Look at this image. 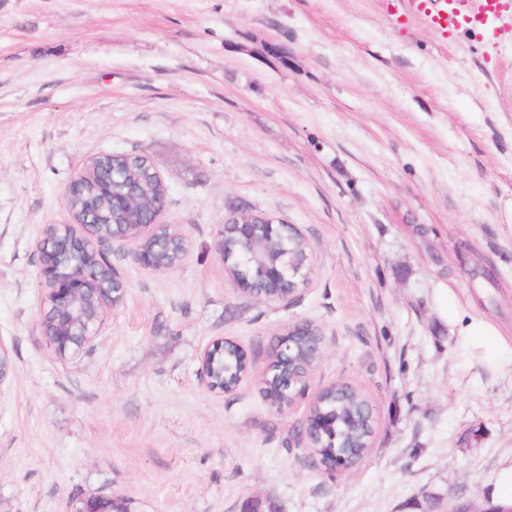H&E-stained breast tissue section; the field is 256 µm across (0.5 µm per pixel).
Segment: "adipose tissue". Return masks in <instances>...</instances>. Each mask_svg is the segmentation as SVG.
Returning <instances> with one entry per match:
<instances>
[{
  "mask_svg": "<svg viewBox=\"0 0 512 512\" xmlns=\"http://www.w3.org/2000/svg\"><path fill=\"white\" fill-rule=\"evenodd\" d=\"M440 304L447 322L462 341L483 350L488 359L495 361L497 367L512 364V342L505 338L493 321L461 307L453 292L447 288L440 291Z\"/></svg>",
  "mask_w": 512,
  "mask_h": 512,
  "instance_id": "obj_1",
  "label": "adipose tissue"
}]
</instances>
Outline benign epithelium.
<instances>
[{
    "instance_id": "benign-epithelium-1",
    "label": "benign epithelium",
    "mask_w": 512,
    "mask_h": 512,
    "mask_svg": "<svg viewBox=\"0 0 512 512\" xmlns=\"http://www.w3.org/2000/svg\"><path fill=\"white\" fill-rule=\"evenodd\" d=\"M96 159L94 155L85 161L82 170L70 182L67 194L80 192L83 181L95 178L98 174ZM136 196L135 190L125 187L114 198L116 207L121 210L122 224L130 227L128 232L102 234V224L95 218V208L90 202L82 218L74 217L67 224L45 225L42 236L35 242L42 264L44 305L54 315L49 324L41 320V335L46 345L61 358L75 356L91 346L105 312L123 301V288L117 277H112L110 284L101 281L97 270L90 266L89 258L104 263L107 260L104 247L114 239L129 242L132 259L154 269L158 268L157 257L163 250L177 248L178 264L188 255V237L182 229L160 221L166 207L167 191L157 194L147 209L136 202ZM255 224L266 225L268 233L276 236L284 233L299 236L301 232L293 225L263 213L241 214L225 222L224 230H233L240 242L248 246L245 259L257 270V278L261 281L288 279L305 284L313 267V246H308L307 265L301 272L281 257L265 256V241L255 237ZM227 343L226 338L216 339L199 356L201 378L210 391L220 394L231 393L240 386L237 382L220 387L213 380L216 361H224ZM304 348L313 350L317 362L324 359V336L310 321L290 325L274 351V359L288 365V374L280 377V382L290 405L304 396L313 375L311 371L302 370L299 362V351ZM319 404L320 396L317 395L310 401L305 420L296 434L297 442L308 449L328 434L336 421V411H323ZM310 459L331 475L351 468L348 458L341 453L325 459L312 453Z\"/></svg>"
}]
</instances>
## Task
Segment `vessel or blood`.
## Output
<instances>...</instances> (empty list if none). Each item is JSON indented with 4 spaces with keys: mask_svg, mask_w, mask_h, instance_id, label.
<instances>
[{
    "mask_svg": "<svg viewBox=\"0 0 512 512\" xmlns=\"http://www.w3.org/2000/svg\"><path fill=\"white\" fill-rule=\"evenodd\" d=\"M411 13L432 29L450 32L464 27L490 26L512 0H407Z\"/></svg>",
    "mask_w": 512,
    "mask_h": 512,
    "instance_id": "obj_1",
    "label": "vessel or blood"
}]
</instances>
